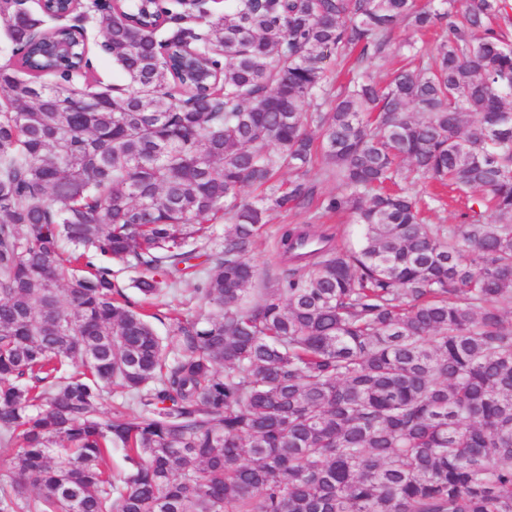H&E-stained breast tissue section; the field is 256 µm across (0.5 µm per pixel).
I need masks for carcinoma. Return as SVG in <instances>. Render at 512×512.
<instances>
[{
  "mask_svg": "<svg viewBox=\"0 0 512 512\" xmlns=\"http://www.w3.org/2000/svg\"><path fill=\"white\" fill-rule=\"evenodd\" d=\"M507 7L224 0L168 31L195 50L171 65L122 6L128 82L82 86L46 80L45 13L0 0V512H512ZM403 21L441 39L378 85ZM316 163L360 245L287 227L258 288L268 213L311 211ZM410 173L469 195L461 223H429ZM199 247L200 305L152 310Z\"/></svg>",
  "mask_w": 512,
  "mask_h": 512,
  "instance_id": "cac0c4a2",
  "label": "carcinoma"
}]
</instances>
